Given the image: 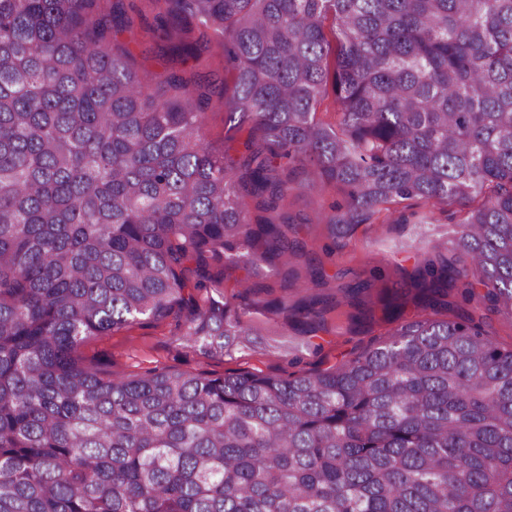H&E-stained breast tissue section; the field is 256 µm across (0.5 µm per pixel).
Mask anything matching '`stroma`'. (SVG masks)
I'll return each mask as SVG.
<instances>
[{
    "instance_id": "obj_1",
    "label": "stroma",
    "mask_w": 512,
    "mask_h": 512,
    "mask_svg": "<svg viewBox=\"0 0 512 512\" xmlns=\"http://www.w3.org/2000/svg\"><path fill=\"white\" fill-rule=\"evenodd\" d=\"M136 9L130 17L137 32L114 33L116 43L124 45L130 54L128 62L147 82H156L160 76L177 72L184 78L210 74L224 77V54L220 48H211L199 61L181 64L162 49L148 27L158 10L155 0H135ZM205 139L220 151L238 154L247 137L246 131H234L224 123V108L218 102L206 107ZM344 197L334 189L318 193L306 189L293 191L287 209L291 215L304 219L300 235L314 257L320 259L329 277L327 293H337L359 280L367 281L368 289L362 296L361 310L342 305L326 313L324 328L300 336L285 320L284 315H271L273 329L291 335L295 344L290 353L261 343L252 351L234 357L210 356L200 350L186 347L175 328L174 317L146 320L120 331L95 336L81 343L77 354L82 359L108 360L113 372L137 374L152 369L174 368L193 372L203 371L220 377L224 372L237 369L259 370L267 374H288L300 370L325 369L348 360L361 352L393 327L382 311L383 298L404 292L409 274L414 267L411 253L400 250L402 241L411 238L412 224L402 223L405 215H415L432 224L435 234H451L456 229V216L440 211H429L421 204L404 208L374 224H363L347 238L337 240L327 236L323 225L315 217L319 210L332 204L343 203ZM298 279L272 276L254 279L251 297L255 300L296 301L303 295L301 278L304 263L295 266Z\"/></svg>"
}]
</instances>
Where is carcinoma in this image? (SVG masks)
Returning a JSON list of instances; mask_svg holds the SVG:
<instances>
[{"label": "carcinoma", "instance_id": "cac0c4a2", "mask_svg": "<svg viewBox=\"0 0 512 512\" xmlns=\"http://www.w3.org/2000/svg\"><path fill=\"white\" fill-rule=\"evenodd\" d=\"M164 2L153 35L184 63L217 44L232 83L142 81L124 0H0V512H512V347L481 314L512 322V0ZM193 20L212 37L174 40ZM214 98L249 126L236 158L205 141ZM329 186L332 239L407 200L463 212L410 247L418 306L454 284L470 309L301 374L76 356L176 307L215 356L254 348L260 307L323 325L332 297L241 306L207 261L245 291L293 274L288 195ZM209 273L212 277V286L213 288H221L224 289V293L226 295H231L232 293L237 292L238 290H241L240 288H234V278L236 277H243L244 272L238 271V272H227L226 277L224 278V262L217 263L209 260V267H208Z\"/></svg>", "mask_w": 512, "mask_h": 512}]
</instances>
